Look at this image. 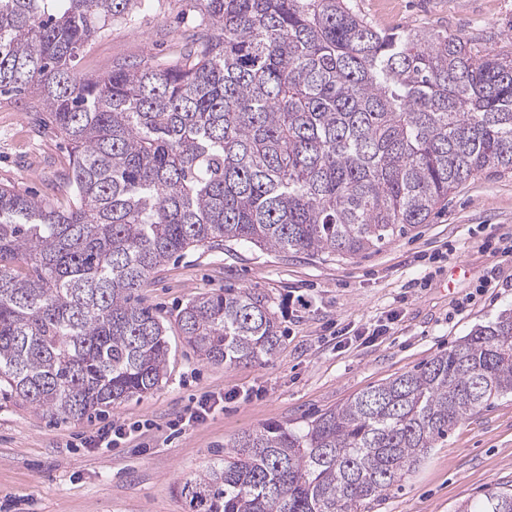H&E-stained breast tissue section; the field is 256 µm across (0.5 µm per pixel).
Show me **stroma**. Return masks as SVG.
Returning <instances> with one entry per match:
<instances>
[{
  "instance_id": "stroma-1",
  "label": "stroma",
  "mask_w": 512,
  "mask_h": 512,
  "mask_svg": "<svg viewBox=\"0 0 512 512\" xmlns=\"http://www.w3.org/2000/svg\"><path fill=\"white\" fill-rule=\"evenodd\" d=\"M384 29L430 27L497 48L512 36V0H354ZM195 13L180 0L113 23L81 54L77 70L176 59ZM31 108L0 96V184L36 196L70 168L66 142ZM512 230V173H484L458 187L427 223L355 258L282 253L251 244L191 249L151 274L139 295L176 333L193 297L224 288L265 294L281 322L282 344L263 365L202 361L176 344L168 377L151 393L78 421L0 405V512H188L179 486L223 459L243 433L271 423L300 426L361 390L413 370L512 309V288L478 293L479 281L512 278L488 241ZM372 346L360 343L379 326ZM206 394L223 405L184 429L185 408ZM138 424L119 447L92 450L84 437L112 421ZM512 485V397L459 425L420 466L362 512H454L490 486Z\"/></svg>"
}]
</instances>
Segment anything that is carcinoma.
<instances>
[{"label": "carcinoma", "mask_w": 512, "mask_h": 512, "mask_svg": "<svg viewBox=\"0 0 512 512\" xmlns=\"http://www.w3.org/2000/svg\"><path fill=\"white\" fill-rule=\"evenodd\" d=\"M151 2L0 0V94L36 98L71 148L62 201L0 186V398L60 419L165 378L167 327L137 292L173 255L355 257L512 172V54L379 29L352 0H181L199 23L176 63L77 73ZM178 330L214 365L265 363L282 338L248 289L192 298ZM509 395L510 311L302 426L243 433L180 494L190 512H361ZM455 512H512V489Z\"/></svg>", "instance_id": "1"}]
</instances>
